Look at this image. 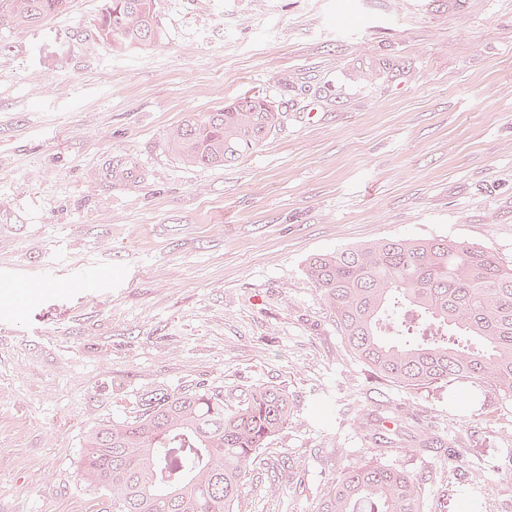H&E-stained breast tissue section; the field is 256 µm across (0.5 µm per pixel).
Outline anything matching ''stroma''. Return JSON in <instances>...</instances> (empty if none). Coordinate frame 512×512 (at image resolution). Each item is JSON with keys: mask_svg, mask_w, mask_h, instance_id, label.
Wrapping results in <instances>:
<instances>
[{"mask_svg": "<svg viewBox=\"0 0 512 512\" xmlns=\"http://www.w3.org/2000/svg\"><path fill=\"white\" fill-rule=\"evenodd\" d=\"M100 6L0 26V512H97L87 431L203 383L295 403L235 512H314L374 407L399 442L436 431L399 462L446 512H512V397L378 383L304 273L400 237L512 261V0H155L161 42L123 54L96 34ZM245 93L285 116L254 153L195 168L165 150L189 114ZM50 275L60 287L16 302ZM452 442L486 476L479 502L458 494Z\"/></svg>", "mask_w": 512, "mask_h": 512, "instance_id": "stroma-1", "label": "stroma"}]
</instances>
